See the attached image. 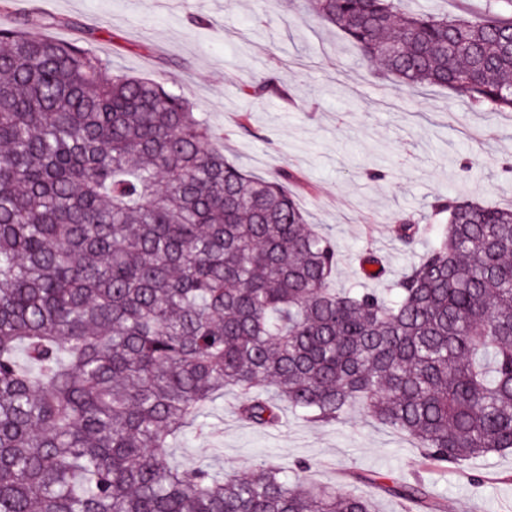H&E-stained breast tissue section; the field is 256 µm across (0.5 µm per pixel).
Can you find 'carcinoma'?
Returning <instances> with one entry per match:
<instances>
[{
	"label": "carcinoma",
	"mask_w": 512,
	"mask_h": 512,
	"mask_svg": "<svg viewBox=\"0 0 512 512\" xmlns=\"http://www.w3.org/2000/svg\"><path fill=\"white\" fill-rule=\"evenodd\" d=\"M402 2L302 7L402 87L512 111V0ZM53 25L0 28V512H372L273 464L174 462L226 393L259 430L284 404L321 424L357 407L414 439L421 469L512 451V209L439 198V239L386 293L337 289L292 174L246 173L184 94ZM359 265L384 275L372 250ZM381 490L445 512L418 479ZM484 0H415L408 1L415 8L448 12V15L461 13L463 9L481 11L484 8Z\"/></svg>",
	"instance_id": "1"
}]
</instances>
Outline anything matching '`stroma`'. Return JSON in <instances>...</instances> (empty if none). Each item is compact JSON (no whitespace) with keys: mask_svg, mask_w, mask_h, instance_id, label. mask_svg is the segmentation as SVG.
<instances>
[{"mask_svg":"<svg viewBox=\"0 0 512 512\" xmlns=\"http://www.w3.org/2000/svg\"><path fill=\"white\" fill-rule=\"evenodd\" d=\"M41 16L56 21L47 36L91 29L90 47L115 69L184 93L223 134L229 159L258 176L288 170L311 223L336 241V287L361 284L358 256L368 249L385 267L376 288L400 278L439 228L410 247L392 229L424 221L437 198L512 205V112L469 107L435 86L400 90L298 0H0V28ZM262 77L278 92L246 96ZM236 404L231 394L217 402L208 431L186 434L174 460L238 472L272 462L289 480L348 488L375 512H405L375 478L418 475L447 512H512V454L421 473L415 442L361 413L318 425L290 412L281 429L263 432L238 418Z\"/></svg>","mask_w":512,"mask_h":512,"instance_id":"35a3bbf8","label":"stroma"}]
</instances>
